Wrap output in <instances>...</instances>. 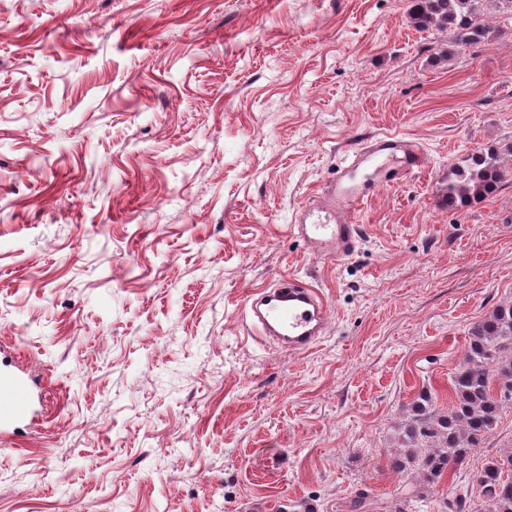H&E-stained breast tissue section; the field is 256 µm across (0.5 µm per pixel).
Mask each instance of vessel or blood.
<instances>
[{"label":"vessel or blood","instance_id":"b4317fda","mask_svg":"<svg viewBox=\"0 0 512 512\" xmlns=\"http://www.w3.org/2000/svg\"><path fill=\"white\" fill-rule=\"evenodd\" d=\"M415 139L382 133L342 159L335 179L294 214L288 230L318 256L351 255L359 242L356 206L387 183L406 181L424 165ZM246 315L257 342H275L291 353L315 348L325 336L328 306L316 288L295 275L275 279L253 293ZM38 386L26 371L0 373V432L6 433L40 411Z\"/></svg>","mask_w":512,"mask_h":512}]
</instances>
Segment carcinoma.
Segmentation results:
<instances>
[{
    "mask_svg": "<svg viewBox=\"0 0 512 512\" xmlns=\"http://www.w3.org/2000/svg\"><path fill=\"white\" fill-rule=\"evenodd\" d=\"M486 0H409L410 23L418 31L448 34L446 46L437 48L445 61L462 50H475L501 35L485 13ZM512 146H489L468 154L448 171L440 189L441 203L450 208L482 201L512 181V167L501 158ZM512 403V302L495 307L469 330L468 345L451 377L445 406L422 390L398 431L402 449L388 460L396 473L409 469L420 484L438 487L456 472L499 425L503 403ZM512 467V450L487 460L477 484L487 512H512V480L504 477ZM469 491L454 489L444 502L448 512H465Z\"/></svg>",
    "mask_w": 512,
    "mask_h": 512,
    "instance_id": "1",
    "label": "carcinoma"
}]
</instances>
